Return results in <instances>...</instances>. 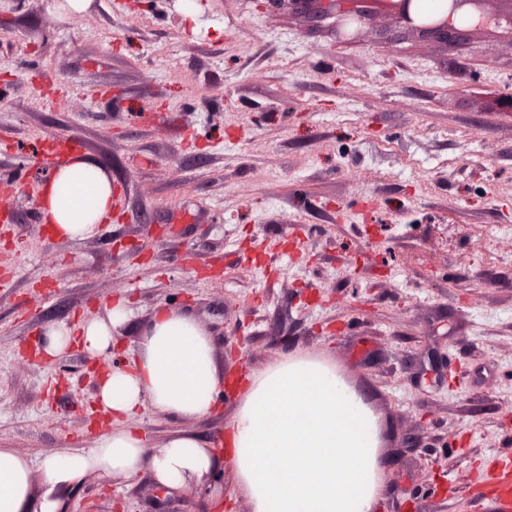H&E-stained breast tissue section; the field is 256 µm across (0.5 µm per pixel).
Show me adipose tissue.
Here are the masks:
<instances>
[{
  "label": "adipose tissue",
  "mask_w": 512,
  "mask_h": 512,
  "mask_svg": "<svg viewBox=\"0 0 512 512\" xmlns=\"http://www.w3.org/2000/svg\"><path fill=\"white\" fill-rule=\"evenodd\" d=\"M112 177L89 156L60 161L41 185L38 206L60 241L95 234L112 216ZM106 318L48 325L46 358L79 346L111 358L114 334L128 320L126 301L107 304ZM224 380L213 343L195 319L157 308L136 355L114 364L95 392L111 428L92 447L66 449L41 464L0 448V512H65L68 492L88 474L126 483L149 471L166 491L204 484L217 454L201 438L179 434L149 447L135 421L145 407L181 418L210 414ZM225 444L251 512H372L379 494V427L364 397L334 366L309 356H287L248 376ZM40 486H33L34 471Z\"/></svg>",
  "instance_id": "obj_1"
}]
</instances>
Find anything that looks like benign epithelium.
Returning a JSON list of instances; mask_svg holds the SVG:
<instances>
[{"mask_svg":"<svg viewBox=\"0 0 512 512\" xmlns=\"http://www.w3.org/2000/svg\"><path fill=\"white\" fill-rule=\"evenodd\" d=\"M486 2L488 0H447L448 13L430 18L416 13L415 0H376V5L409 30L460 36L470 30L498 24L497 17L485 9ZM312 3L316 4L313 14L336 15L337 34L346 41L357 39L372 13L360 0H296L303 9Z\"/></svg>","mask_w":512,"mask_h":512,"instance_id":"benign-epithelium-1","label":"benign epithelium"}]
</instances>
